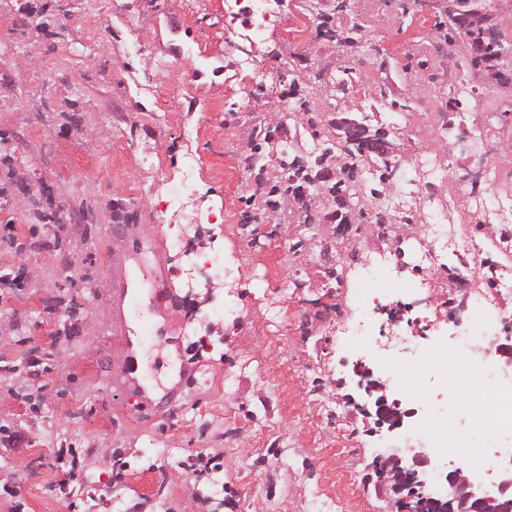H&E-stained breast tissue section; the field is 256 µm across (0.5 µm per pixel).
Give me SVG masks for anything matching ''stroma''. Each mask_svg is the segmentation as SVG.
Instances as JSON below:
<instances>
[{
  "label": "stroma",
  "mask_w": 512,
  "mask_h": 512,
  "mask_svg": "<svg viewBox=\"0 0 512 512\" xmlns=\"http://www.w3.org/2000/svg\"><path fill=\"white\" fill-rule=\"evenodd\" d=\"M279 2L254 42L248 16L227 25L224 0H0V225L18 242L0 249V276L21 281L0 290V436L22 435L0 449V512H394L380 459L426 447V420L367 435L347 399L355 361L403 365L409 406L439 398L464 421L468 399L435 378L434 359L467 334L479 295L494 344L512 339L492 244L512 223L467 220L473 196L512 194V164L496 189L479 179L512 157V0H472L456 31L448 0ZM477 34L504 48L495 74L470 64ZM244 59L267 80L250 83ZM344 117L383 137L386 155L347 152ZM275 127L272 141L256 135ZM427 156L451 175L425 201L411 179ZM386 162L391 180L373 178ZM303 170L342 191L268 209L271 188ZM385 201L395 207L379 213ZM447 202L441 229L481 247L465 279L431 231ZM190 218L196 244L216 224L234 280L181 277L169 239ZM157 273L170 306L115 291ZM365 314L383 328L369 344L349 335ZM141 318L153 330L136 388L116 380L113 338ZM35 355L46 369L32 380ZM68 447L111 501L76 496L53 463ZM215 455L221 470L194 474Z\"/></svg>",
  "instance_id": "stroma-1"
}]
</instances>
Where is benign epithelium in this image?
Returning <instances> with one entry per match:
<instances>
[{"label": "benign epithelium", "instance_id": "7a95c632", "mask_svg": "<svg viewBox=\"0 0 512 512\" xmlns=\"http://www.w3.org/2000/svg\"><path fill=\"white\" fill-rule=\"evenodd\" d=\"M357 386L374 399L375 424L392 428L403 425L404 419L417 414L414 408H403L396 400L380 390L383 386L373 378V369L366 367L359 374ZM409 458L392 454L383 460V468L397 495V504L412 501L411 512H512V471L503 474L495 488L483 485L476 473L467 465H459L445 475L450 492L433 493L430 487L434 481L431 456L424 448L411 449Z\"/></svg>", "mask_w": 512, "mask_h": 512}]
</instances>
